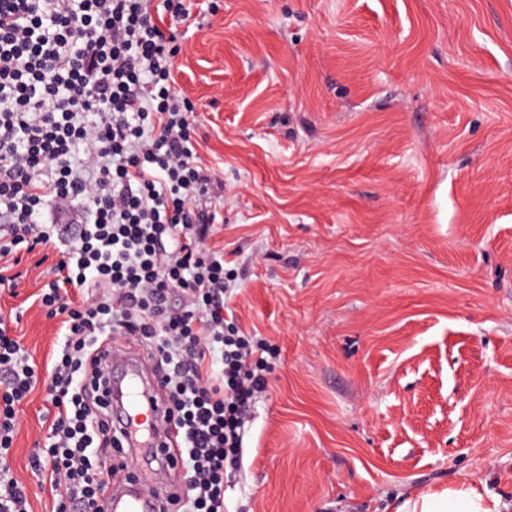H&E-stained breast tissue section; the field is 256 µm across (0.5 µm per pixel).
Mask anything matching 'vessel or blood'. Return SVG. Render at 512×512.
Masks as SVG:
<instances>
[{
	"mask_svg": "<svg viewBox=\"0 0 512 512\" xmlns=\"http://www.w3.org/2000/svg\"><path fill=\"white\" fill-rule=\"evenodd\" d=\"M143 357L137 349L113 350L109 363L118 369L117 387L122 402L112 408V423L126 431V445L130 448H155L160 466H167L178 446L177 432L150 434L144 428L146 420L164 421L163 405H152L151 400L160 389L158 378H145L140 366ZM106 512H162L158 498L144 492H111L104 501Z\"/></svg>",
	"mask_w": 512,
	"mask_h": 512,
	"instance_id": "obj_1",
	"label": "vessel or blood"
}]
</instances>
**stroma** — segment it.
Instances as JSON below:
<instances>
[{"mask_svg": "<svg viewBox=\"0 0 512 512\" xmlns=\"http://www.w3.org/2000/svg\"><path fill=\"white\" fill-rule=\"evenodd\" d=\"M197 106L233 323L276 355L228 512H396L462 483L512 512V0H190ZM0 290L38 369L63 335L34 301L60 257ZM53 420L18 408L12 472Z\"/></svg>", "mask_w": 512, "mask_h": 512, "instance_id": "stroma-1", "label": "stroma"}]
</instances>
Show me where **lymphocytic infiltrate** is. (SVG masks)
Masks as SVG:
<instances>
[{"instance_id": "lymphocytic-infiltrate-1", "label": "lymphocytic infiltrate", "mask_w": 512, "mask_h": 512, "mask_svg": "<svg viewBox=\"0 0 512 512\" xmlns=\"http://www.w3.org/2000/svg\"><path fill=\"white\" fill-rule=\"evenodd\" d=\"M185 0H0V259L66 239L38 295L64 331L39 374L0 320V512H30L11 475L17 409L37 386L53 408L30 465L55 512H103L112 470L106 356L112 336L148 347L159 394L182 436L185 512H225L242 464L247 413L267 386V348L224 330L219 197L198 163L195 106L172 76L181 47L165 18ZM80 205L84 219L54 211Z\"/></svg>"}]
</instances>
